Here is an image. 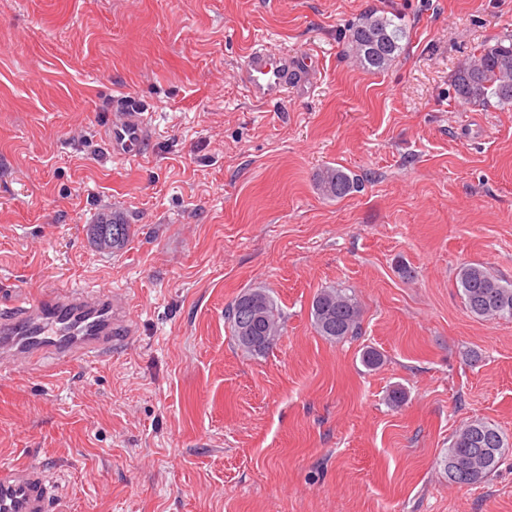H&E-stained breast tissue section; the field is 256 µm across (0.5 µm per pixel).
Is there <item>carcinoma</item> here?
Instances as JSON below:
<instances>
[{"label":"carcinoma","mask_w":512,"mask_h":512,"mask_svg":"<svg viewBox=\"0 0 512 512\" xmlns=\"http://www.w3.org/2000/svg\"><path fill=\"white\" fill-rule=\"evenodd\" d=\"M404 28L393 19L370 11L362 16L348 35V51L370 72H380L401 53ZM451 86L454 98L462 106L487 107L512 104V37L480 45L477 55L455 70ZM316 185L323 196L342 199L359 188V179L340 167L327 166L316 175ZM94 244L101 250L117 252L127 243L131 225L120 216L112 221L89 225ZM457 288L465 309L476 318L512 317V284H504L480 264H466L457 273ZM252 303L259 318L253 335L255 343L240 337L237 318L240 303ZM310 314L315 331L330 341L340 342L359 334L361 310L354 295L346 288H322L313 297ZM235 344L252 355H264L275 344L283 329V316L275 299L263 288L243 291L224 314ZM383 354L366 347L361 363L369 370L378 369ZM505 448L502 432L495 425L472 421L453 436L444 456L448 481L459 486L475 485L486 479L499 465Z\"/></svg>","instance_id":"carcinoma-1"}]
</instances>
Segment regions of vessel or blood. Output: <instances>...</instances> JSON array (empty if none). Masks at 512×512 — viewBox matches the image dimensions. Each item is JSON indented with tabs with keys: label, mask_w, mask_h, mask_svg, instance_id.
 <instances>
[{
	"label": "vessel or blood",
	"mask_w": 512,
	"mask_h": 512,
	"mask_svg": "<svg viewBox=\"0 0 512 512\" xmlns=\"http://www.w3.org/2000/svg\"><path fill=\"white\" fill-rule=\"evenodd\" d=\"M311 58L274 54L261 45L250 51L243 80L255 100L282 99L291 72ZM150 135L148 117L133 100L124 101L107 123V149L113 159L140 156ZM133 333L129 301L116 289L53 288L39 299L0 291V362L57 363L94 359L111 353ZM56 488L41 467L0 465V512H51Z\"/></svg>",
	"instance_id": "obj_1"
}]
</instances>
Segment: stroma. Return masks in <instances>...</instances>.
I'll return each mask as SVG.
<instances>
[{
    "label": "stroma",
    "mask_w": 512,
    "mask_h": 512,
    "mask_svg": "<svg viewBox=\"0 0 512 512\" xmlns=\"http://www.w3.org/2000/svg\"><path fill=\"white\" fill-rule=\"evenodd\" d=\"M372 10L406 31L379 73L347 53ZM508 35L512 0H0V289L109 286L134 327L99 359L0 366V464L43 467L65 512H512V318L456 286L467 263L512 283V106L451 88ZM258 43L318 59L281 102L241 80ZM120 96L152 115L131 162L104 140ZM327 165L361 190L323 198ZM115 212L133 235L99 250ZM329 287L360 336L315 331ZM248 288L284 317L262 356L224 318ZM473 420L507 446L461 487L442 460ZM120 226L119 234H112V228ZM88 231L94 244L101 250L117 252L127 243L131 234V224L120 216H113L112 221H101L98 224L89 225ZM347 288H323L314 296L310 314L315 331L330 341L340 342L359 334L361 310Z\"/></svg>",
    "instance_id": "obj_1"
}]
</instances>
